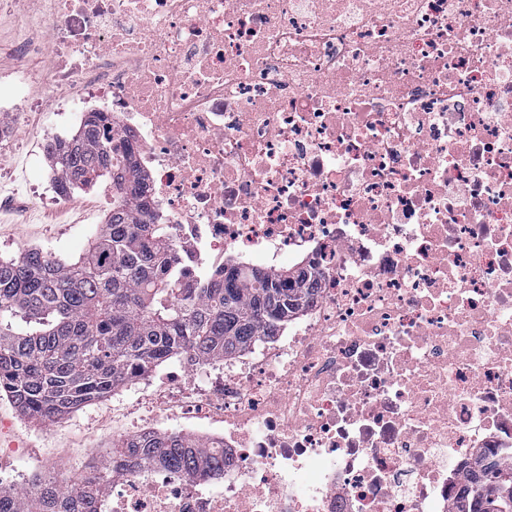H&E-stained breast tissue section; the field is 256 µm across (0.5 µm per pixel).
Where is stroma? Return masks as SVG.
<instances>
[{
    "instance_id": "1",
    "label": "stroma",
    "mask_w": 512,
    "mask_h": 512,
    "mask_svg": "<svg viewBox=\"0 0 512 512\" xmlns=\"http://www.w3.org/2000/svg\"><path fill=\"white\" fill-rule=\"evenodd\" d=\"M42 7L29 0L24 8L0 16V71L8 73L19 63L10 50L18 30H39ZM54 123L50 112L30 114L14 141L10 160L0 166V184L6 187V204L0 208V258L18 255L20 247L39 248L65 261L78 258L106 216L99 202L104 190L96 185L70 195L61 207L34 208L29 186L51 174L42 137ZM141 387L131 384L55 421L38 424L23 418L8 399L0 398V418L13 424L12 438L26 456L9 462V469L27 476L45 469L67 467L79 472L90 459V445H111L112 410L134 405Z\"/></svg>"
}]
</instances>
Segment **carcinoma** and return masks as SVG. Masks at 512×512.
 <instances>
[{
    "label": "carcinoma",
    "mask_w": 512,
    "mask_h": 512,
    "mask_svg": "<svg viewBox=\"0 0 512 512\" xmlns=\"http://www.w3.org/2000/svg\"><path fill=\"white\" fill-rule=\"evenodd\" d=\"M109 131L103 113L88 112L75 134L47 149L60 193L112 182V209L87 253L66 262L32 248L0 259V395L30 420L77 411L184 353L208 361L275 336L306 308L317 282L303 261L274 271L234 261L194 288L179 287L169 271V225L145 209L146 178ZM158 457L188 479L223 462L163 431L107 454L136 465ZM108 476L107 467L87 481L40 473L30 491L0 488V512H92ZM456 512H512V466L464 467Z\"/></svg>",
    "instance_id": "cac0c4a2"
}]
</instances>
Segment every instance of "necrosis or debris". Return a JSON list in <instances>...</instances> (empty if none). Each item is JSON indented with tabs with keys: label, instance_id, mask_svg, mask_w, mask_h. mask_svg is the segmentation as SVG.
<instances>
[{
	"label": "necrosis or debris",
	"instance_id": "necrosis-or-debris-1",
	"mask_svg": "<svg viewBox=\"0 0 512 512\" xmlns=\"http://www.w3.org/2000/svg\"><path fill=\"white\" fill-rule=\"evenodd\" d=\"M53 2L0 129L104 113L183 284L321 273L287 334L141 377L112 429L177 422L223 470L116 464L94 512H454L462 466L512 465V0Z\"/></svg>",
	"mask_w": 512,
	"mask_h": 512
}]
</instances>
